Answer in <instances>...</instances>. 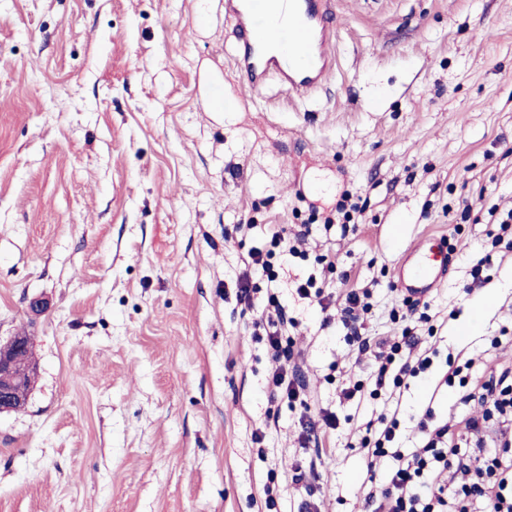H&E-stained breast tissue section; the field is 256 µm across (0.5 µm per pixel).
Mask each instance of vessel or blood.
Returning <instances> with one entry per match:
<instances>
[{"mask_svg":"<svg viewBox=\"0 0 512 512\" xmlns=\"http://www.w3.org/2000/svg\"><path fill=\"white\" fill-rule=\"evenodd\" d=\"M224 17L236 43V63L252 93L278 81L289 94L315 96L336 68L329 50L337 19L334 0H224ZM445 238L427 235L394 271L403 295L421 301L448 276Z\"/></svg>","mask_w":512,"mask_h":512,"instance_id":"vessel-or-blood-1","label":"vessel or blood"}]
</instances>
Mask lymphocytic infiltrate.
<instances>
[{"mask_svg": "<svg viewBox=\"0 0 512 512\" xmlns=\"http://www.w3.org/2000/svg\"><path fill=\"white\" fill-rule=\"evenodd\" d=\"M267 250H254L249 254L252 267L261 269L268 281H275L277 258L296 254V246L288 242L285 227L269 228ZM300 298L318 297L325 313L324 324L341 320L357 334L359 351L370 346L369 338L360 336L361 317L371 309L367 290L350 289L345 297L346 306L341 316L331 314V298L317 288L315 277H308L297 287ZM433 352L419 349L414 336L403 335L388 343L385 352L377 355L375 387L365 390L362 383L346 388V399H377L382 390L408 387L431 368ZM474 359L450 365L440 385L444 388L464 389V402L478 407L494 405L496 409L512 408V366H499L491 371L488 380L480 386L470 387ZM392 411L380 415L373 437L362 439V451L368 463L385 461L387 475L384 481L368 478L362 486L364 499L370 512H512V426L502 425L489 438L480 440L477 447L467 445L468 432L482 428V421L465 417L459 430L436 421L433 408H426L417 426L421 441L413 448L404 447L401 438V403L392 399Z\"/></svg>", "mask_w": 512, "mask_h": 512, "instance_id": "f902f5d3", "label": "lymphocytic infiltrate"}]
</instances>
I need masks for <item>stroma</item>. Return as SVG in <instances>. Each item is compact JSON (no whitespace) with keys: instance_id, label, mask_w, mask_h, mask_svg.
<instances>
[{"instance_id":"35a3bbf8","label":"stroma","mask_w":512,"mask_h":512,"mask_svg":"<svg viewBox=\"0 0 512 512\" xmlns=\"http://www.w3.org/2000/svg\"><path fill=\"white\" fill-rule=\"evenodd\" d=\"M336 10V74L304 103L246 87L224 0H0V341L32 336L38 364L25 407L0 413V512H297L299 459L322 512H368L361 486L385 467L368 470L358 427L385 406L343 390L373 389L374 356L297 295L312 273L339 307L371 290L366 335L408 327L438 349L400 396L406 447L426 406L469 411L437 387L446 358L512 363V247L490 234L512 211V0ZM347 196L353 223L312 224L277 284L250 273L239 302L266 225L296 232ZM428 234L454 252L412 313L393 269ZM271 294L296 321L282 343L306 412L267 390L254 324Z\"/></svg>"}]
</instances>
